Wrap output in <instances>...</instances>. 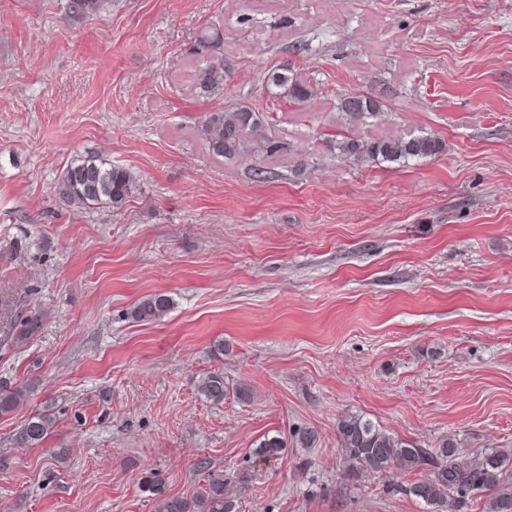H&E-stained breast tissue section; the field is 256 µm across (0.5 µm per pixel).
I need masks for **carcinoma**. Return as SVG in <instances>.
Wrapping results in <instances>:
<instances>
[{
    "label": "carcinoma",
    "mask_w": 512,
    "mask_h": 512,
    "mask_svg": "<svg viewBox=\"0 0 512 512\" xmlns=\"http://www.w3.org/2000/svg\"><path fill=\"white\" fill-rule=\"evenodd\" d=\"M102 0H65L64 15L72 24H80L97 15ZM224 38L216 33L197 40L194 81L197 95L205 98L224 93ZM267 83L283 90V97L294 105H303L318 95L319 89L302 80L288 68L267 73ZM386 102L364 92L337 95L336 110L349 124L364 123L377 117ZM196 134L209 152L228 161L246 152L270 158L288 149L286 143L269 135L264 116L250 106L237 104L205 113L196 125ZM339 161L356 165L408 162L432 158L443 149L438 138L427 135L406 137H370L343 134L330 144ZM139 187L133 171L116 166L101 156L83 158L70 165L57 184L59 199L76 210L120 209ZM171 299L164 294L150 295L138 302L130 316L138 321H155L170 309ZM198 392L214 403L224 401V373L206 374L197 385ZM24 399V391L0 384V413L13 411ZM55 425L48 413L32 416L22 426L18 444L30 447L42 443ZM339 445L348 466L366 474L400 471H428V475L404 489L423 501L431 512H469L473 497L512 482V454L484 452L472 459L458 456L446 442L437 448H422L388 432L360 415L346 414L337 423ZM237 496L227 490L224 475L212 474L195 496L164 498L157 512H236Z\"/></svg>",
    "instance_id": "1"
}]
</instances>
